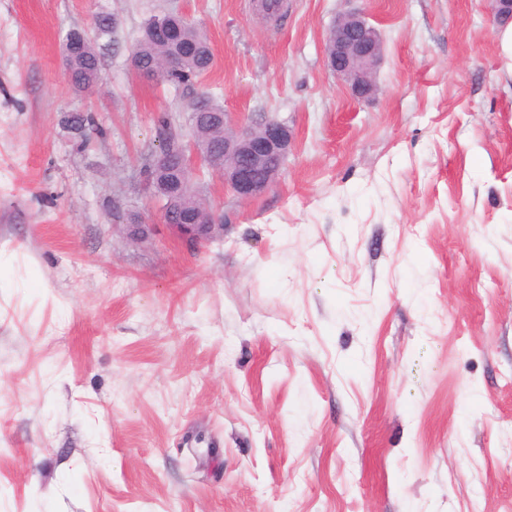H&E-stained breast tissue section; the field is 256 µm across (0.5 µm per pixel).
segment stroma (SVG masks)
<instances>
[{
  "instance_id": "obj_1",
  "label": "stroma",
  "mask_w": 512,
  "mask_h": 512,
  "mask_svg": "<svg viewBox=\"0 0 512 512\" xmlns=\"http://www.w3.org/2000/svg\"><path fill=\"white\" fill-rule=\"evenodd\" d=\"M350 8L384 41L363 103L324 64ZM176 10L211 70L136 76ZM102 11L78 96L61 44ZM501 33L490 0H0V512H512ZM204 91L293 143L247 201L204 170L224 232L190 243L142 166Z\"/></svg>"
}]
</instances>
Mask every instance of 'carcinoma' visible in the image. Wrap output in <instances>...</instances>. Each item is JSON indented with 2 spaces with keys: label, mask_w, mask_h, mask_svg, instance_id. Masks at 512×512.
Listing matches in <instances>:
<instances>
[{
  "label": "carcinoma",
  "mask_w": 512,
  "mask_h": 512,
  "mask_svg": "<svg viewBox=\"0 0 512 512\" xmlns=\"http://www.w3.org/2000/svg\"><path fill=\"white\" fill-rule=\"evenodd\" d=\"M83 47L66 57L68 78L77 92H83L102 80L101 58L95 41L83 35ZM194 43L199 52L190 58H179L172 70H161L158 78L177 85H189L206 74L213 65V55L206 36L188 21L171 14L153 16L143 27L142 36L134 52V60L144 69L156 66L174 50ZM196 145L202 150L220 154L224 147L221 130L212 128L205 115L189 121Z\"/></svg>",
  "instance_id": "carcinoma-1"
}]
</instances>
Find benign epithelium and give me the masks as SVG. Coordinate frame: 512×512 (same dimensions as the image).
<instances>
[{"mask_svg":"<svg viewBox=\"0 0 512 512\" xmlns=\"http://www.w3.org/2000/svg\"><path fill=\"white\" fill-rule=\"evenodd\" d=\"M493 22H512V0H492ZM383 52L378 29L360 10L336 16L328 30L324 54L327 68L343 82L358 102L377 92L375 74ZM209 120L224 129V188L241 200H250L270 188L292 144L288 123L274 117L250 115L233 119L227 112H211ZM212 166L219 158L201 152L190 141L187 152L175 161L165 151L157 152L156 169L145 174L153 196L161 202V219L188 236L214 237L224 232L223 218L212 208L185 210L179 205L192 186L195 162Z\"/></svg>","mask_w":512,"mask_h":512,"instance_id":"7a95c632","label":"benign epithelium"}]
</instances>
